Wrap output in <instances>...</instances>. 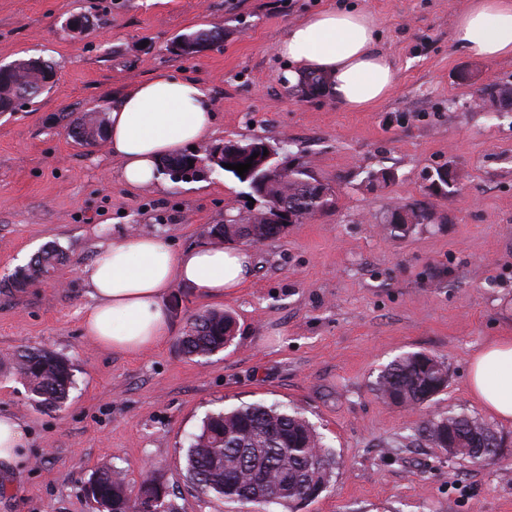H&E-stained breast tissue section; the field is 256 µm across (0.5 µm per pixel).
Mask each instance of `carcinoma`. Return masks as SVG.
Instances as JSON below:
<instances>
[{"label": "carcinoma", "instance_id": "1", "mask_svg": "<svg viewBox=\"0 0 512 512\" xmlns=\"http://www.w3.org/2000/svg\"><path fill=\"white\" fill-rule=\"evenodd\" d=\"M202 38L216 43L217 30H203L180 36L184 54L194 52ZM54 77L51 65L38 60L20 61L0 66V112H14L36 99ZM78 140L95 143L104 138V124L97 113L72 128ZM190 156L182 153L165 160L161 171L174 182L199 179L205 172L222 170L244 181L237 171L211 162L206 171H193ZM314 180L302 166L291 167L288 181L264 183V201L289 199L297 212L307 218L332 205V197L310 185ZM433 217L429 203H419L406 212L402 222L392 229L402 235L417 224H428ZM64 257L54 247L44 249L24 269L14 274L9 287L24 289L47 279ZM235 319L223 311H209L192 319L179 348L186 356L204 357L224 348L234 338ZM14 371L27 387L32 402L47 409L61 407L74 384L72 365L61 355L42 348L24 349L14 355ZM448 373L443 362L424 353L404 355L389 364L379 376L378 391L396 405H424L447 386ZM453 428L458 444L464 448L460 457L474 465L496 463L491 454H478L496 432L485 422L464 413L450 412L423 421L417 429L419 439L434 448H448V428ZM336 457L326 448L315 428L296 410H283L263 404H248L231 410L213 412L202 425L186 451V470L192 484L204 496L232 503L261 506L267 497L281 495L280 506L293 512L304 504L305 495L326 488ZM143 491L130 501L121 470L100 469L89 480L86 494L100 498L106 512H178L176 505L163 497H150Z\"/></svg>", "mask_w": 512, "mask_h": 512}]
</instances>
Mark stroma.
<instances>
[{
  "label": "stroma",
  "instance_id": "obj_1",
  "mask_svg": "<svg viewBox=\"0 0 512 512\" xmlns=\"http://www.w3.org/2000/svg\"><path fill=\"white\" fill-rule=\"evenodd\" d=\"M374 18L393 62L388 97L365 111L288 84L276 45L288 27L344 0H0V65L40 59L55 76L27 108L0 112V411L19 417L31 463L0 473V512H92L93 473L122 468L129 488L152 476L178 512H253L200 495L186 478L190 436L212 412L262 403L295 409L337 465L300 512H512V423L472 396V353L512 336V106H475L512 86V58L481 60L452 37L467 0H354ZM85 28L68 29L70 17ZM220 28V45L184 55L176 36ZM198 81L215 112L210 145L286 142L335 204L252 250V274L224 297L179 285L172 334L129 355L82 332L92 298L82 270L99 245L154 234L179 251L210 243L246 188L221 172L188 183L129 187L104 144L75 141L85 112L107 115L133 83L160 72ZM454 166L457 192L431 195ZM387 170V183L369 179ZM428 201L431 223L401 235L388 217ZM67 257L18 291L5 279L45 247ZM227 311L230 345L181 353L195 315ZM25 348L70 360L75 384L58 410L36 407L13 375ZM413 352L444 362L447 387L423 406H395L377 381ZM463 412L503 438L499 463L475 466L417 441L427 418Z\"/></svg>",
  "mask_w": 512,
  "mask_h": 512
}]
</instances>
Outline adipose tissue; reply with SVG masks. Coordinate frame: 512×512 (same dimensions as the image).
<instances>
[{
    "instance_id": "adipose-tissue-1",
    "label": "adipose tissue",
    "mask_w": 512,
    "mask_h": 512,
    "mask_svg": "<svg viewBox=\"0 0 512 512\" xmlns=\"http://www.w3.org/2000/svg\"><path fill=\"white\" fill-rule=\"evenodd\" d=\"M456 43L485 60L512 58V0H468L459 13ZM287 58L290 83L316 77L320 89L354 111L384 100L394 81L393 64L378 47L370 14L350 5L308 15L290 26L277 45ZM214 132L211 99L197 82L167 72L134 83L107 116L106 146L132 187L158 184L161 161ZM252 255L244 248L203 245L180 252L156 235L131 234L99 246L83 273L92 304L83 333L96 345L137 354L161 345L171 327L163 300L188 285L212 295L247 281ZM474 398L498 420L512 421V336L490 339L472 355L467 374ZM30 460L22 421L0 414V467Z\"/></svg>"
}]
</instances>
